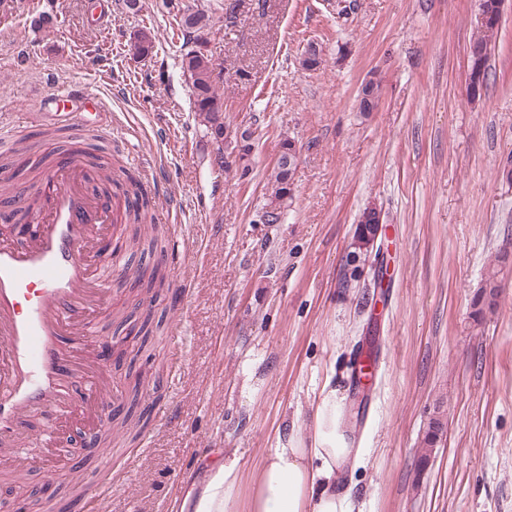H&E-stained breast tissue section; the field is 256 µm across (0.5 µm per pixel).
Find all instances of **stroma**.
I'll use <instances>...</instances> for the list:
<instances>
[{
  "label": "stroma",
  "mask_w": 512,
  "mask_h": 512,
  "mask_svg": "<svg viewBox=\"0 0 512 512\" xmlns=\"http://www.w3.org/2000/svg\"><path fill=\"white\" fill-rule=\"evenodd\" d=\"M112 0L105 27L83 23L85 0H0V125L53 111L62 90L107 99L129 173L154 171L171 205L177 252L151 255L170 287L146 313L174 309L168 336L129 350L111 369L126 401L128 370L160 371L138 408L149 423L133 448L58 456L56 477L34 469L0 479V512L47 488L88 512L100 472L121 481L101 512H180L185 491L219 454L238 451L243 494L278 439L307 435L327 377L352 403L351 368L379 321V371L368 389L360 454L345 483L359 512H512V187L499 166L512 154V0H505L490 77L468 101L476 0ZM206 11L205 36L224 124L254 133L248 168L221 160L196 115L173 37L185 8ZM49 24L36 29L33 18ZM149 28L147 58L133 51ZM322 63L304 68L309 46ZM376 75L377 111L357 95ZM297 167L277 223L262 219L268 179L285 140ZM381 208L378 252L350 274L346 257L368 206ZM501 290L474 318L489 271ZM443 432L428 462L429 422ZM84 475L81 497L67 484Z\"/></svg>",
  "instance_id": "1"
}]
</instances>
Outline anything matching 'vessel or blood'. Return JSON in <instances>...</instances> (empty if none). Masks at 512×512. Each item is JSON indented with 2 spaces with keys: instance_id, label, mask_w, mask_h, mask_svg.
Listing matches in <instances>:
<instances>
[{
  "instance_id": "obj_1",
  "label": "vessel or blood",
  "mask_w": 512,
  "mask_h": 512,
  "mask_svg": "<svg viewBox=\"0 0 512 512\" xmlns=\"http://www.w3.org/2000/svg\"><path fill=\"white\" fill-rule=\"evenodd\" d=\"M82 151L73 146L46 171L37 209L27 193L13 195L14 211L37 223L36 235L0 239V444L17 476L28 470V445L53 455L59 427L75 416L89 419L91 437L110 424L112 401L94 365L78 361L99 335L92 315L113 279L134 271L121 250L101 247L105 225L121 224L126 203L89 190ZM48 405L53 424L32 440L27 417Z\"/></svg>"
}]
</instances>
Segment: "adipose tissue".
Segmentation results:
<instances>
[{"label":"adipose tissue","mask_w":512,"mask_h":512,"mask_svg":"<svg viewBox=\"0 0 512 512\" xmlns=\"http://www.w3.org/2000/svg\"><path fill=\"white\" fill-rule=\"evenodd\" d=\"M309 438L289 437L263 460L249 499H241L242 471L237 455L208 469L203 490L188 489L190 512H356L351 490L337 476L359 455L347 439L336 384L326 381L313 412Z\"/></svg>","instance_id":"adipose-tissue-1"}]
</instances>
